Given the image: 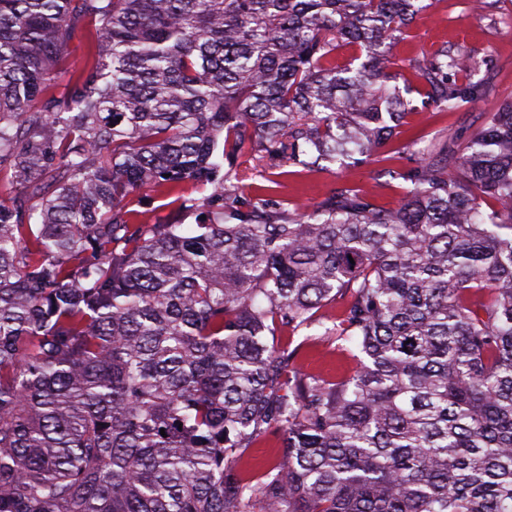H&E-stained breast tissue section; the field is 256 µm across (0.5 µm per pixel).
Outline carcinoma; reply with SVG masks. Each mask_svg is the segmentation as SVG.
Returning a JSON list of instances; mask_svg holds the SVG:
<instances>
[{
  "label": "carcinoma",
  "instance_id": "carcinoma-1",
  "mask_svg": "<svg viewBox=\"0 0 512 512\" xmlns=\"http://www.w3.org/2000/svg\"><path fill=\"white\" fill-rule=\"evenodd\" d=\"M431 7L0 0V512H512V101L391 172L397 208L343 187L293 217L234 183L245 155L282 177L384 148ZM471 68L415 64L434 111ZM151 186L196 223L138 222ZM315 324L355 373L299 367L285 336Z\"/></svg>",
  "mask_w": 512,
  "mask_h": 512
}]
</instances>
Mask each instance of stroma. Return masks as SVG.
<instances>
[{"label":"stroma","mask_w":512,"mask_h":512,"mask_svg":"<svg viewBox=\"0 0 512 512\" xmlns=\"http://www.w3.org/2000/svg\"><path fill=\"white\" fill-rule=\"evenodd\" d=\"M431 13V18L414 24L406 39L393 50L404 62L403 74L418 91L413 96L416 108L386 148L384 161L357 165L343 175L331 166L289 177L277 190L281 198L287 199L289 214L312 210L346 185L356 187L378 205L395 206L405 183L391 178L390 173L410 166L415 149H441L451 140L465 143L480 129L485 112L512 100V0H497L489 11L476 8L473 0H435ZM443 45L463 54L476 66L472 72H450V79L460 84L480 82L485 91L460 110L439 114L425 107L428 88L421 84L410 63L429 59ZM320 332V327L314 326L309 334L299 333L293 338L301 346L304 369L329 380L353 373L356 362L338 353L335 343L320 339Z\"/></svg>","instance_id":"35a3bbf8"}]
</instances>
